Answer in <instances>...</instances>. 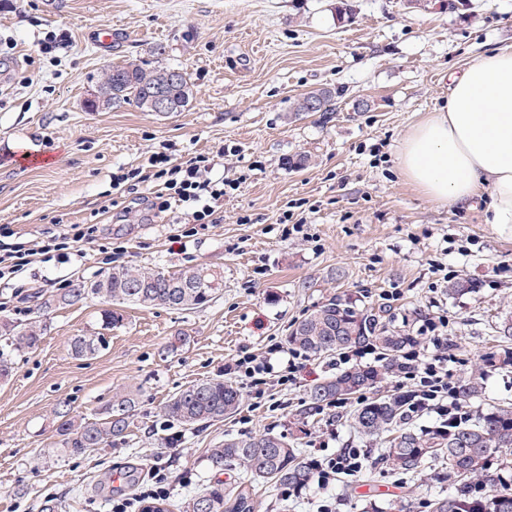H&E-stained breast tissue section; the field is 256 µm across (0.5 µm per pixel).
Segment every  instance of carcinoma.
Returning a JSON list of instances; mask_svg holds the SVG:
<instances>
[{
	"mask_svg": "<svg viewBox=\"0 0 512 512\" xmlns=\"http://www.w3.org/2000/svg\"><path fill=\"white\" fill-rule=\"evenodd\" d=\"M97 102L87 106L96 112L124 103H134L143 112L156 92L167 96L171 112H182L193 96L187 74L180 68H145L133 62L109 67L99 79ZM334 92L318 88L296 99L295 112L309 111V102L318 111H331ZM224 288V272L209 266L170 273L163 270L111 268L90 282L88 288H66L50 296L44 308L73 306L96 298L109 304L143 307L167 306L193 310L209 304ZM47 324L41 320L19 324L0 318V382L11 378L14 355L39 347ZM416 343L412 336L389 327L384 310L359 309L350 298L333 296L296 322L288 345L316 357L340 355L351 348L377 353L379 365L345 370L313 385L308 391L309 411H322L342 400L357 399L351 423L368 437L386 436L379 454L380 463L393 471L414 473L425 467L436 470V481L448 484V493L425 501L426 512H512V488L487 481V467L499 461L512 469V407L496 408L474 419L439 422L427 429L412 426L408 413L409 396L395 393L368 396L366 392L389 373L402 369V351ZM105 345L103 336L78 335L71 339L74 356L92 358ZM240 390L224 379H206L173 394L163 406L166 420L186 430L200 429L238 411ZM135 408L131 393L118 394L95 419L78 417L70 404L59 405L55 447L50 456H84L123 439ZM213 468L242 469L247 478L236 485L217 482L195 493L189 512H252L250 483L270 480L284 488H305L313 480V470L290 447L286 437L269 432L247 438H226L210 449ZM489 485L483 492L476 485Z\"/></svg>",
	"mask_w": 512,
	"mask_h": 512,
	"instance_id": "1",
	"label": "carcinoma"
}]
</instances>
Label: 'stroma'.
Segmentation results:
<instances>
[{"label": "stroma", "instance_id": "35a3bbf8", "mask_svg": "<svg viewBox=\"0 0 512 512\" xmlns=\"http://www.w3.org/2000/svg\"><path fill=\"white\" fill-rule=\"evenodd\" d=\"M101 25L116 33L108 52L90 40ZM62 31L65 47L39 52ZM6 41L15 48L0 76V225L37 254L0 281V316L29 321L43 298L111 265L182 272L207 263L223 268L224 288L195 310L119 306L123 322L108 330L95 299L49 311L39 348L0 384V512H38L47 497L58 512H87L91 502L112 512L138 491L125 471L137 468L144 483L157 462L182 508L202 488L244 476L213 469L211 448L265 431L287 436L304 459L356 448L364 460L327 488L288 497L255 482L252 512H367L405 495L416 507L438 493L426 476L376 465L378 441L350 426L354 401L309 412V387L344 370L336 358L302 355L296 381L269 383L258 407L239 382L237 414L197 431L166 422L161 408L180 389L223 377L225 362L286 344L295 322L343 293L385 306L392 329L418 337L420 350L436 324L452 384L483 381L462 401L470 416L512 403V366L484 363L512 315V231L487 223V200L438 205L398 170L412 126L447 101L449 73L512 48V0H66L61 13L47 0H0ZM130 61L183 69L193 84L185 111H88L94 81ZM322 87L335 92L332 111L293 112L295 99ZM162 149L176 164L216 155L213 175L233 189L212 223L158 212L146 184L113 185V173L147 168ZM30 152L44 163L28 162ZM300 153L310 165L289 166ZM67 224L95 228L81 255H41ZM454 277L472 291L449 296ZM100 332L107 346L96 358L71 356V337ZM178 336L184 345L167 352ZM129 391L137 406L125 439L80 458L45 457L60 402L91 417Z\"/></svg>", "mask_w": 512, "mask_h": 512}]
</instances>
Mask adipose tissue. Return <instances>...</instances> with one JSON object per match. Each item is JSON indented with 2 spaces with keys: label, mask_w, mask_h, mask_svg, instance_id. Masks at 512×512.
Segmentation results:
<instances>
[{
  "label": "adipose tissue",
  "mask_w": 512,
  "mask_h": 512,
  "mask_svg": "<svg viewBox=\"0 0 512 512\" xmlns=\"http://www.w3.org/2000/svg\"><path fill=\"white\" fill-rule=\"evenodd\" d=\"M402 178L443 206L491 200V221L512 228V52L480 56L450 77L448 100L406 136Z\"/></svg>",
  "instance_id": "1"
}]
</instances>
